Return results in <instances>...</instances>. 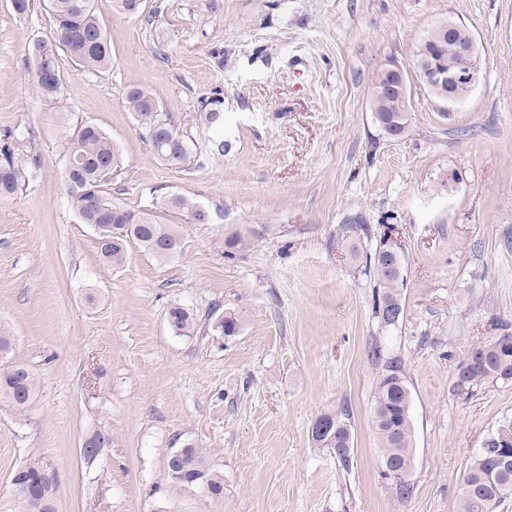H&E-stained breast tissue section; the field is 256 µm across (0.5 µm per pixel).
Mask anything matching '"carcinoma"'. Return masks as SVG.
<instances>
[{
    "label": "carcinoma",
    "instance_id": "carcinoma-1",
    "mask_svg": "<svg viewBox=\"0 0 512 512\" xmlns=\"http://www.w3.org/2000/svg\"><path fill=\"white\" fill-rule=\"evenodd\" d=\"M55 21L52 41L36 39L28 46V55L34 64L33 83L37 95L50 102L60 100L63 75L59 66V52H64L82 67L106 70L112 65L110 43L94 11L93 0H50ZM467 32H453L443 41L426 46L434 64L448 66L457 73L478 72L477 50L465 53L460 45ZM472 85L460 81L449 87L430 88L442 103L453 97L454 103L466 98ZM129 111L148 132L161 122L154 97L141 87L125 92ZM222 99L214 97L202 103L201 119L216 130L224 124L220 112ZM403 103L396 97L379 98L372 103L378 119L384 120L402 110ZM154 155L165 165L183 168L190 159V146L181 134L170 128L160 131L149 142ZM64 160L75 159L77 166L64 177V187L71 206L83 224H106L105 234L97 236V246L103 261L112 267L125 260L128 240L138 243L145 253L158 261L174 258L181 249L177 231L170 224L159 220L153 213L136 212L116 203L103 191L112 179V172L121 163L120 154L112 140L96 125L80 123L65 138ZM27 170L15 161L9 143L0 146V199L14 196L26 182ZM162 210H181L190 220H195L200 206L181 196H168L161 200ZM355 259L362 260L363 273L376 280L381 291L375 303V312H384L392 306L403 310L401 290L404 286L403 266L400 258L386 263L382 248L365 255L351 250ZM167 323L177 335H186L193 328L190 313L174 305L167 311ZM11 349V337L0 329V398L9 400L12 407L22 413L32 403L36 381L30 369L21 363L9 362L6 357ZM512 380V334L482 346H473L463 355L457 368L454 388L459 394H470L487 382ZM329 426L324 434L312 438L319 448H343L352 439L351 422L347 411L324 415ZM373 430L378 438L381 459L395 468L414 463L413 426L410 417V391L400 364L389 361L379 375L372 417ZM495 448L512 453V421L499 425L489 438L486 448L473 458L463 476L466 487L461 489L458 512H496L505 498L512 496V467L505 469L496 462ZM43 464L29 458L17 469L25 471L29 482L24 493L16 496L20 512H55L56 488L36 480ZM164 474L168 484L176 487H198L212 499L224 495L223 475L208 463L203 452L187 443L172 449L166 457Z\"/></svg>",
    "mask_w": 512,
    "mask_h": 512
}]
</instances>
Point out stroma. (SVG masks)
Instances as JSON below:
<instances>
[{
    "mask_svg": "<svg viewBox=\"0 0 512 512\" xmlns=\"http://www.w3.org/2000/svg\"><path fill=\"white\" fill-rule=\"evenodd\" d=\"M112 48L105 72L60 55L68 110L33 94L27 47L52 39L48 0L18 14L0 0V137L30 176L0 200V325L36 378L19 414L0 399V512L30 456L57 477V512H457L462 476L500 424L512 381L457 394L472 344L512 334V0H143L138 14L95 0ZM476 40L479 79L447 106L416 71L439 22ZM409 70V122L387 137L372 77ZM146 89L189 143L187 167L152 153L124 103ZM221 97L224 127L200 119ZM90 122L117 145L104 187L132 210L187 197L211 220L161 211L182 249L160 262L128 242L106 266L63 186L69 129ZM225 147L216 150L215 139ZM363 213L349 245L340 224ZM245 243L233 257L224 241ZM391 238L404 258V315L384 326L378 287L349 252ZM193 311L179 336L165 313ZM234 314L236 335L212 328ZM401 364L414 426L412 493L382 476L372 429L384 362ZM348 411L353 464L310 436ZM102 432L86 460L83 438ZM193 444L224 478V498L164 477Z\"/></svg>",
    "mask_w": 512,
    "mask_h": 512,
    "instance_id": "obj_1",
    "label": "stroma"
}]
</instances>
